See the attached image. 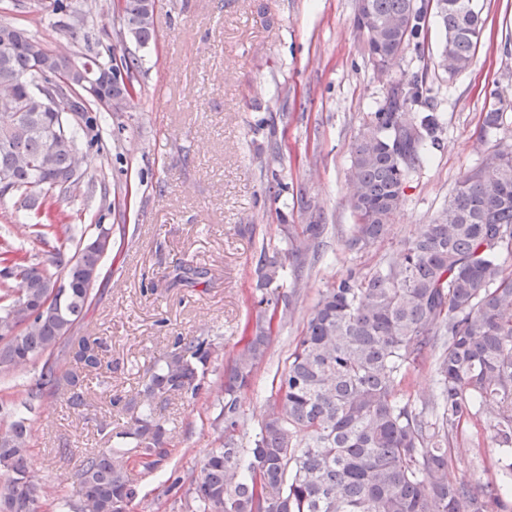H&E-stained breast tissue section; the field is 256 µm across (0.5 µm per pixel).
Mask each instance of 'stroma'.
Wrapping results in <instances>:
<instances>
[{"label": "stroma", "instance_id": "35a3bbf8", "mask_svg": "<svg viewBox=\"0 0 512 512\" xmlns=\"http://www.w3.org/2000/svg\"><path fill=\"white\" fill-rule=\"evenodd\" d=\"M15 12L0 0V21L28 27L72 62L109 58L113 41L103 24L118 0H82L70 17L78 29L41 23L40 0ZM484 31L470 67L448 77L438 66L439 28L410 45L385 72L365 53L354 25L355 0H157L155 37L138 48L142 66L134 109L105 113L97 132L100 153H89L90 187L57 202L79 235L96 223L112 227V250L101 262L99 290L82 333L106 339L110 372L92 379L86 406L69 408L62 396L30 400L27 387L40 361L0 378V423L22 417L31 435L27 466L48 488L41 512H59L56 491L73 488L87 448L112 445L111 425L138 409L151 368L177 337H202L218 348L196 397L174 400L165 414L168 457L157 467L133 463L140 488L131 512H182L167 491L187 479L218 444L215 419L224 398V368L245 343V327L261 296L253 268L261 247L285 250L283 225L303 224L299 196L314 199L329 225L320 259L304 273L293 319L275 324L255 390L243 399L254 420L270 394L276 369L285 367L303 336L320 292L349 269L373 268L385 254L430 223L457 181L498 143L512 142V0H476ZM442 99L444 132L406 190L407 202L387 238L362 252L348 250L354 218L348 207L351 148L389 89L416 77ZM505 109L500 129L484 130L493 99ZM279 156H272V146ZM116 198L104 212L97 186ZM281 182V196L268 191ZM29 264L48 258L32 224L15 208L0 209V239ZM183 263L205 268L199 284L174 282ZM497 446L490 430L464 427L453 443L450 480L495 478Z\"/></svg>", "mask_w": 512, "mask_h": 512}]
</instances>
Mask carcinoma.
I'll return each instance as SVG.
<instances>
[{"mask_svg":"<svg viewBox=\"0 0 512 512\" xmlns=\"http://www.w3.org/2000/svg\"><path fill=\"white\" fill-rule=\"evenodd\" d=\"M358 0L355 23L369 59L383 65L411 43L428 37L432 23L443 31L438 66L454 77L465 71L480 41L483 22L473 0ZM48 18L76 12L73 0H42ZM132 24L130 38L146 46L154 13L146 0L118 5ZM39 56L56 66L52 51L31 33L0 49V94L21 112L4 144L0 172L13 188L0 190V206L19 196L31 204L33 225L48 228L61 243L74 227L54 213V199L80 190L72 163L80 150L77 132L52 143L47 127L65 112L81 115L80 129L102 120L63 92L77 82L76 65L38 74ZM121 60L133 83L139 59L130 50ZM57 90L56 108L41 110L34 92ZM438 97L423 80L392 89L371 113L352 147L349 208L356 219L348 247L364 251L381 242L402 209L409 179L441 146ZM504 112L493 103L483 124L498 129ZM326 225L295 224L288 249L263 250L254 274L268 296L259 304L293 316L292 298L301 289L299 265L316 257ZM100 235L67 258L55 249L47 265L15 264L10 274L24 288L14 295L0 285V372L18 370L47 356L29 395L59 394L67 382L68 404L87 403L84 379L103 373L105 342L79 335L93 281L105 249ZM512 144L472 167L431 223L399 251L362 273L350 270L321 292L305 334L273 379L271 394L254 425L247 424L242 396L252 386L273 335V316L259 312L247 342L224 371V405L216 418L220 444L200 463L184 493L185 512H512ZM294 264L290 292L282 275ZM207 271L181 265L174 280L195 283ZM60 281L55 305L40 310L49 285ZM213 343L178 338L163 366L151 370L139 411L116 436L133 447L87 448L79 479L63 499L65 512H123L139 489L129 472L133 457L151 468L167 456L162 411L175 396H196ZM69 364L60 375L61 363ZM429 364L439 391L428 401L406 395L413 369ZM485 418L499 447L497 481H448L451 441L462 423ZM30 435L25 420L0 426V512H39L37 487L28 475Z\"/></svg>","mask_w":512,"mask_h":512,"instance_id":"cac0c4a2","label":"carcinoma"}]
</instances>
